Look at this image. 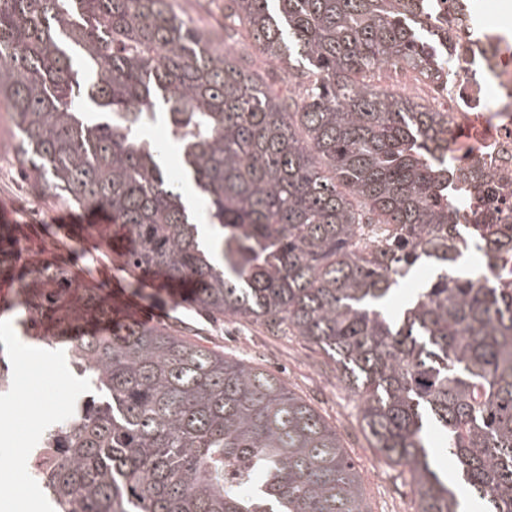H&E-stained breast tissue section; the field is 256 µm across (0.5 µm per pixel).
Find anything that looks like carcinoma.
Masks as SVG:
<instances>
[{
  "label": "carcinoma",
  "instance_id": "cac0c4a2",
  "mask_svg": "<svg viewBox=\"0 0 512 512\" xmlns=\"http://www.w3.org/2000/svg\"><path fill=\"white\" fill-rule=\"evenodd\" d=\"M224 36L213 49L169 0H0L19 164L126 228L135 281L189 285L200 312L321 350L370 447L407 468L416 512H460L440 451L487 512H512V270L456 267L463 211L487 257L512 254V223H488L491 195L473 209L448 187L449 113L375 84L386 67L441 77L448 28L424 0H224ZM245 41L298 69L288 96L243 66ZM160 115L176 178L144 134ZM183 183L209 200L210 233ZM422 260L435 275L388 312ZM19 278L29 328L64 339L101 395L62 426L55 512H362L336 428L281 378L166 327L115 325L103 289L49 264Z\"/></svg>",
  "mask_w": 512,
  "mask_h": 512
}]
</instances>
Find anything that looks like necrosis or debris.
<instances>
[{"mask_svg":"<svg viewBox=\"0 0 512 512\" xmlns=\"http://www.w3.org/2000/svg\"><path fill=\"white\" fill-rule=\"evenodd\" d=\"M430 7L436 19L462 38L458 52H449L444 43L438 51L449 55L451 72L465 79L461 89L444 82H426L422 90L430 104L450 114L456 132L486 102H493L496 112V127L479 149L462 152L451 141L442 161L457 167L455 184L465 197H477L483 183L497 185L501 190L495 198L499 215L512 217V48L500 31L505 20L482 14L476 0H431ZM58 432L54 425L48 432L28 438L27 483L45 488Z\"/></svg>","mask_w":512,"mask_h":512,"instance_id":"necrosis-or-debris-1","label":"necrosis or debris"}]
</instances>
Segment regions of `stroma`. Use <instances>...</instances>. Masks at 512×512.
Masks as SVG:
<instances>
[{"instance_id": "35a3bbf8", "label": "stroma", "mask_w": 512, "mask_h": 512, "mask_svg": "<svg viewBox=\"0 0 512 512\" xmlns=\"http://www.w3.org/2000/svg\"><path fill=\"white\" fill-rule=\"evenodd\" d=\"M180 18L192 22L209 36L224 33V0H171ZM16 214L17 235L31 243L34 258H48L62 267H76L78 286L102 287L101 269L111 267L112 251L100 247L89 252L80 241L60 242L55 228L79 222L80 207L60 201L41 186L33 173L22 171L16 156L0 162V204ZM202 346L240 359L279 375L296 396L311 404L335 427L342 447L356 462L364 492L365 512H415L416 497L406 469L381 457L370 448L362 429L360 403L336 377L333 363L315 346L297 336H275L263 327L240 318L212 321L197 310L177 308L165 317ZM16 343L17 354L33 367L20 379V392L37 383L36 402H17L11 410L0 409V512H44L41 493L27 486L17 495L10 475L22 472L28 449L16 428L38 434L59 412L77 413L88 390L58 349L41 345L31 350L10 309L0 310V339Z\"/></svg>"}]
</instances>
